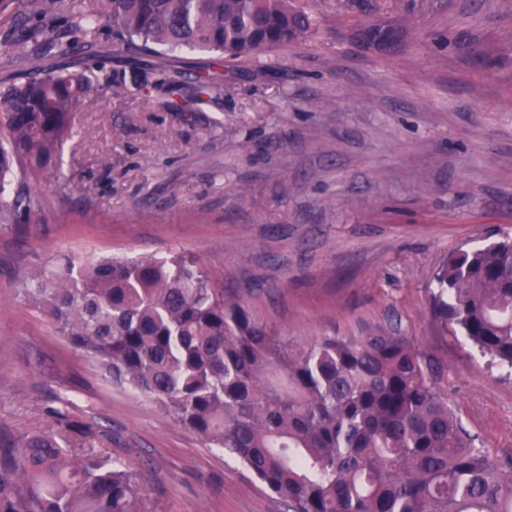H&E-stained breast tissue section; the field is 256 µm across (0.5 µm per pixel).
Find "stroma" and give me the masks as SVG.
Listing matches in <instances>:
<instances>
[{
  "mask_svg": "<svg viewBox=\"0 0 512 512\" xmlns=\"http://www.w3.org/2000/svg\"><path fill=\"white\" fill-rule=\"evenodd\" d=\"M0 0V72L68 44ZM306 40L225 68L219 99L168 107L159 76L114 42L116 82L78 113L59 170L31 181L35 210L0 224V431L41 433L53 399L136 471L154 512H286L232 456L114 381L21 301L29 273L180 254L269 330L297 342L408 336L477 447L512 460V378L428 300L452 251L512 234V0H300Z\"/></svg>",
  "mask_w": 512,
  "mask_h": 512,
  "instance_id": "obj_1",
  "label": "stroma"
}]
</instances>
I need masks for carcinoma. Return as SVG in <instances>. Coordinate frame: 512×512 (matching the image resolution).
Listing matches in <instances>:
<instances>
[{
	"label": "carcinoma",
	"instance_id": "obj_1",
	"mask_svg": "<svg viewBox=\"0 0 512 512\" xmlns=\"http://www.w3.org/2000/svg\"><path fill=\"white\" fill-rule=\"evenodd\" d=\"M30 17H64L75 40L99 41L103 15L127 49L202 50L212 62L186 99L220 94L224 62L259 59L311 32L294 0H30ZM25 78L0 77V223L32 211L27 181L59 166L77 112L115 81L85 60L28 53ZM429 314L512 372V238L459 249L436 267ZM23 289L27 305L121 384L234 456L287 512H512V462L472 446L409 337L294 343L269 331L182 259L68 260ZM54 434L0 433V512H148L136 474L92 448L100 431L50 405Z\"/></svg>",
	"mask_w": 512,
	"mask_h": 512
}]
</instances>
